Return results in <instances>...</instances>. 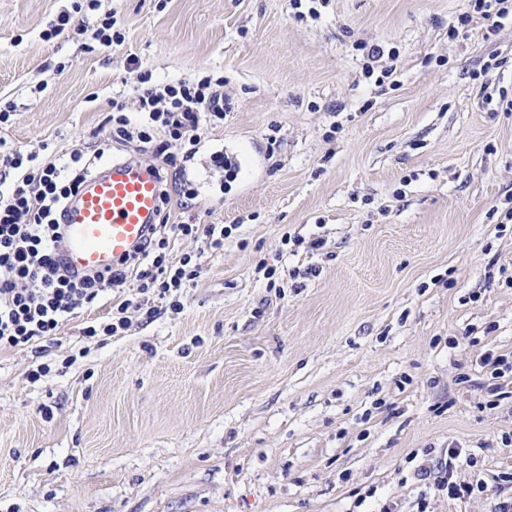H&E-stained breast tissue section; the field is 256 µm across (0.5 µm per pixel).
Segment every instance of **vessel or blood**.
Instances as JSON below:
<instances>
[{"instance_id": "b4317fda", "label": "vessel or blood", "mask_w": 512, "mask_h": 512, "mask_svg": "<svg viewBox=\"0 0 512 512\" xmlns=\"http://www.w3.org/2000/svg\"><path fill=\"white\" fill-rule=\"evenodd\" d=\"M160 207L155 167L132 158L104 162L66 204L55 249L72 273L110 271L136 250Z\"/></svg>"}]
</instances>
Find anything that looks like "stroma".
<instances>
[{
  "label": "stroma",
  "instance_id": "35a3bbf8",
  "mask_svg": "<svg viewBox=\"0 0 512 512\" xmlns=\"http://www.w3.org/2000/svg\"><path fill=\"white\" fill-rule=\"evenodd\" d=\"M469 0H0V136L40 161L158 167L180 312L0 353V512H491L512 496V18ZM71 22L46 32L61 13ZM112 16L124 41L92 33ZM382 47L369 61L366 47ZM218 81L223 122L166 162L116 141L135 86ZM253 145L246 177L214 153ZM320 248H313V241ZM277 267L269 287L258 264ZM54 370L31 380L37 364ZM499 397L490 401L487 384ZM482 492L436 491L448 448ZM473 12L484 20L488 32H494L500 20L512 13L510 0H470Z\"/></svg>",
  "mask_w": 512,
  "mask_h": 512
}]
</instances>
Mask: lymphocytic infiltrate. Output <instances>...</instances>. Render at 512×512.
<instances>
[{
	"label": "lymphocytic infiltrate",
	"instance_id": "f902f5d3",
	"mask_svg": "<svg viewBox=\"0 0 512 512\" xmlns=\"http://www.w3.org/2000/svg\"><path fill=\"white\" fill-rule=\"evenodd\" d=\"M137 99L146 122L134 126L126 115L113 116L112 136L153 142L161 152L175 148L194 154L200 125L224 117V100L207 77L194 84L144 87ZM0 165L17 173L10 192L0 195V350L52 342L77 310L90 306L106 289L124 287L132 277L146 298L176 297L199 274L192 255L174 256L176 241L202 234L218 249L230 234L219 224L163 221L135 255L111 272L77 278L63 269L54 244L61 230L60 210L88 174L84 152L73 150L60 168L0 139Z\"/></svg>",
	"mask_w": 512,
	"mask_h": 512
}]
</instances>
